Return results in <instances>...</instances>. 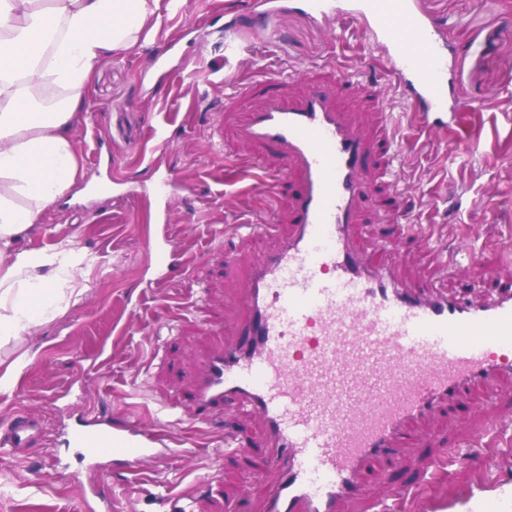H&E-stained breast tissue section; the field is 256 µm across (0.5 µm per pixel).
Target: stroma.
I'll return each instance as SVG.
<instances>
[{"mask_svg":"<svg viewBox=\"0 0 512 512\" xmlns=\"http://www.w3.org/2000/svg\"><path fill=\"white\" fill-rule=\"evenodd\" d=\"M288 2L184 0L152 39L94 69L88 122L73 132L76 180L21 244L49 253L69 240L96 262L77 275L78 301L0 348V373L27 358L13 387L0 391V431L29 411L46 431L25 454L0 452V512H90L93 484L111 497L112 512H224L228 500L238 512H261L259 496L272 483L266 454L253 447L243 461L221 445L229 425L255 444V419L230 405L207 433L190 432L187 394L199 358L234 337L252 261L288 231L286 197L257 186L274 158L242 170L255 151L237 132L262 103L263 71L278 72L291 98L337 72L352 74L368 92L348 106L369 136L384 133L379 106L397 117L399 145L372 169L373 194L358 224V244L375 267L474 298L491 292L488 269L512 274V0H413L440 29L448 90L467 105L432 136L414 133L412 105L363 29ZM229 35L237 52L225 49ZM111 176L119 186L96 191ZM392 191L412 200L410 219L425 226L429 243L382 237ZM508 390L509 375L480 382L452 409L410 422L404 455L368 463L359 503L339 512H369L395 484L416 478L422 453L447 455L487 420L512 437V406L481 410ZM161 402L177 420L173 433H189L195 447L190 458L148 463L153 481L141 489L112 461L89 468L70 442L71 429L87 420L155 424ZM499 475L512 479V446L477 466L456 458L428 487V512H470L471 498L490 496L488 480Z\"/></svg>","mask_w":512,"mask_h":512,"instance_id":"stroma-1","label":"stroma"}]
</instances>
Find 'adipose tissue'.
Instances as JSON below:
<instances>
[{"mask_svg":"<svg viewBox=\"0 0 512 512\" xmlns=\"http://www.w3.org/2000/svg\"><path fill=\"white\" fill-rule=\"evenodd\" d=\"M161 0H0V343L62 313L89 254L70 242L38 255L20 246L74 183L72 131L96 65L156 33ZM72 90L52 112L36 109L46 84Z\"/></svg>","mask_w":512,"mask_h":512,"instance_id":"obj_1","label":"adipose tissue"}]
</instances>
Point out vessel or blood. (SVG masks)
Segmentation results:
<instances>
[{"label": "vessel or blood", "mask_w": 512, "mask_h": 512, "mask_svg": "<svg viewBox=\"0 0 512 512\" xmlns=\"http://www.w3.org/2000/svg\"><path fill=\"white\" fill-rule=\"evenodd\" d=\"M338 19L360 23L389 54L390 73L422 126H444L461 103L448 100V56L434 24L410 0H360ZM239 137L275 156L260 186L296 180L277 248L249 268L247 314L236 343L208 354L191 403L193 423L233 398L261 421L277 473L265 512H336L352 497L363 464L390 449L411 418L450 402L471 382L512 372V277L470 302L431 284L406 287L375 268L356 245V208L368 193L371 144L339 102L353 82L283 103L276 76ZM42 438L38 419L19 414L0 446L23 451ZM74 447L137 475L164 456L162 433L133 422L76 430ZM473 512H512V489L479 498Z\"/></svg>", "instance_id": "b4317fda"}]
</instances>
